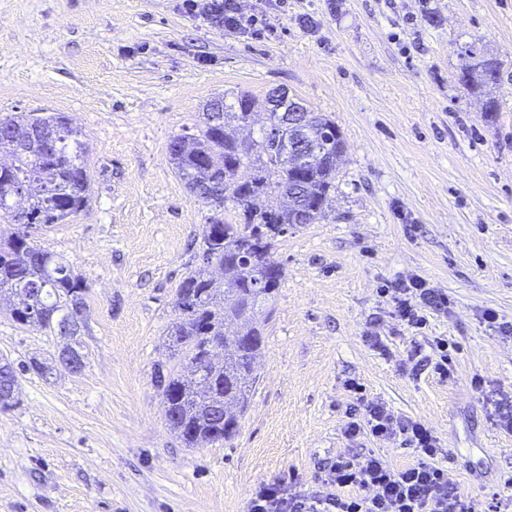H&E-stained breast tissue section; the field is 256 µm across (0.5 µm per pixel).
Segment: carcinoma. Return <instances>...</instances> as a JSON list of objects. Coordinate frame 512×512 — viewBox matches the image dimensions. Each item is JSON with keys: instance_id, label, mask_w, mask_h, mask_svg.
<instances>
[{"instance_id": "cac0c4a2", "label": "carcinoma", "mask_w": 512, "mask_h": 512, "mask_svg": "<svg viewBox=\"0 0 512 512\" xmlns=\"http://www.w3.org/2000/svg\"><path fill=\"white\" fill-rule=\"evenodd\" d=\"M461 81L478 87L499 77L495 59L468 48ZM253 101L243 92L231 104L218 98L206 105L198 133L177 134L170 140L171 163L190 192L207 203H232L238 223L214 219L205 225L200 265L183 278L176 292L180 316L171 328L173 352L187 361L190 374L175 369L158 372L156 383L166 405L170 430L185 445L226 442L237 433L256 382L255 352L264 344V324L255 309L271 300L283 279L272 275L277 264L273 249L278 238L297 224H315L323 217V202L335 186L337 160L344 151L341 131L329 116L312 121L313 145L298 157L283 153L301 137L300 128L285 124L280 111L267 112L261 138L249 144L226 132L231 122H245ZM46 142L47 155L19 148L21 143ZM12 156L0 164V216L28 228L59 224L88 203V148L81 132L64 114L23 116L0 121V152ZM27 197L18 211L14 197ZM287 199L277 208L257 203L261 196ZM220 269L223 287L216 286L210 268ZM36 283L35 300L20 291ZM84 278L54 254L34 245L25 231L0 242V301L12 303L13 321L62 331L66 323L87 311ZM224 343V359L214 344Z\"/></svg>"}]
</instances>
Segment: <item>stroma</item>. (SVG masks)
I'll list each match as a JSON object with an SVG mask.
<instances>
[{
  "label": "stroma",
  "mask_w": 512,
  "mask_h": 512,
  "mask_svg": "<svg viewBox=\"0 0 512 512\" xmlns=\"http://www.w3.org/2000/svg\"><path fill=\"white\" fill-rule=\"evenodd\" d=\"M260 34L214 26L184 0H0V119L61 112L89 146L86 208L33 232L85 277V366L41 375L65 340L0 307V358L19 367L0 408V512H246L259 487L323 486L339 456L413 462L401 442L348 438V379L434 431L476 512H512V433L471 387L512 396V0H240ZM501 64L460 80V52ZM281 89L341 130L345 153L319 223L280 237L284 278L260 309L255 390L228 442L188 448L154 385L170 357L177 288L211 217L168 144L196 132L207 101L255 99L258 138ZM497 100L494 121L483 112ZM423 277L448 296L422 328L385 288ZM377 332V350L364 336ZM448 342L452 373L415 375L414 353Z\"/></svg>",
  "instance_id": "1"
}]
</instances>
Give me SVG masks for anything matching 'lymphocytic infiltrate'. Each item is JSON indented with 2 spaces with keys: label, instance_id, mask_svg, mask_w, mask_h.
<instances>
[{
  "label": "lymphocytic infiltrate",
  "instance_id": "lymphocytic-infiltrate-1",
  "mask_svg": "<svg viewBox=\"0 0 512 512\" xmlns=\"http://www.w3.org/2000/svg\"><path fill=\"white\" fill-rule=\"evenodd\" d=\"M184 2L224 30L257 27L254 18L241 12L238 0ZM389 294L395 315L414 328L425 324L427 313L448 309L447 294L430 288L419 276L397 282ZM346 386L357 395L346 435L366 433L380 441L404 438L414 449L415 461L397 469L372 452L341 458L328 469L324 489L302 493L281 484L265 485L251 497L247 512H475L459 499L452 475L440 465L430 427L395 413L382 401L367 399L356 380H348Z\"/></svg>",
  "mask_w": 512,
  "mask_h": 512
}]
</instances>
